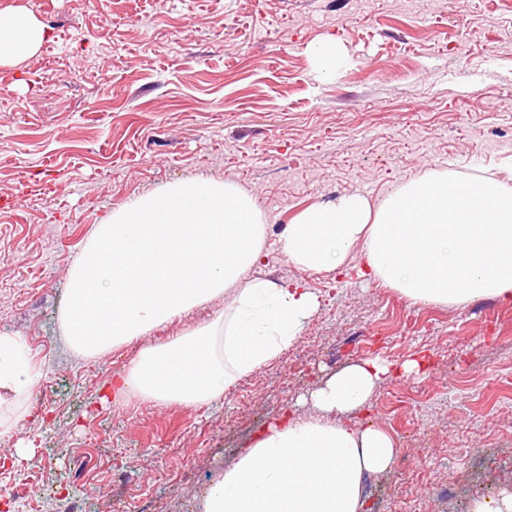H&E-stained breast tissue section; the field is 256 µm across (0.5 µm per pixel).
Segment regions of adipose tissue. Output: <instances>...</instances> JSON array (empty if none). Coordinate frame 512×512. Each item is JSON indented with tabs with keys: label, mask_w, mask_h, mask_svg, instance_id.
Returning <instances> with one entry per match:
<instances>
[{
	"label": "adipose tissue",
	"mask_w": 512,
	"mask_h": 512,
	"mask_svg": "<svg viewBox=\"0 0 512 512\" xmlns=\"http://www.w3.org/2000/svg\"><path fill=\"white\" fill-rule=\"evenodd\" d=\"M5 21L16 35L0 38V66L33 55L46 38L24 8ZM281 246L294 265L317 273L342 270L361 251L364 276L417 303L512 302V173L435 171L376 205L361 194L314 204ZM264 249L263 214L236 185L197 179L139 197L97 226L69 271L64 335L95 357L236 288L229 318L147 344L113 386L159 404H205L278 357L320 307L301 283L253 276ZM391 374L389 364L361 359L301 395L213 480L203 512H364L367 478L389 472L398 448L356 416ZM37 380L23 338L0 335V406L19 403ZM305 405L311 415L301 414Z\"/></svg>",
	"instance_id": "ef3b65f1"
}]
</instances>
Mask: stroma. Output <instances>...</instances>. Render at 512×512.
I'll list each match as a JSON object with an SVG mask.
<instances>
[{
	"mask_svg": "<svg viewBox=\"0 0 512 512\" xmlns=\"http://www.w3.org/2000/svg\"><path fill=\"white\" fill-rule=\"evenodd\" d=\"M18 6L49 35L0 66V335L24 337L39 384L0 440V512H200L259 428L374 356L428 369L383 382L358 416L399 445L392 472L365 483L366 512H471L512 487V303L423 305L359 278L361 256L314 273L279 243L310 205L512 162V0H0V13ZM326 39L347 53L330 80L310 53ZM188 179L251 193L273 226L254 275L304 282L321 306L292 347L207 404L118 397L112 380L142 343L75 352L67 273L113 211Z\"/></svg>",
	"mask_w": 512,
	"mask_h": 512,
	"instance_id": "35a3bbf8",
	"label": "stroma"
}]
</instances>
